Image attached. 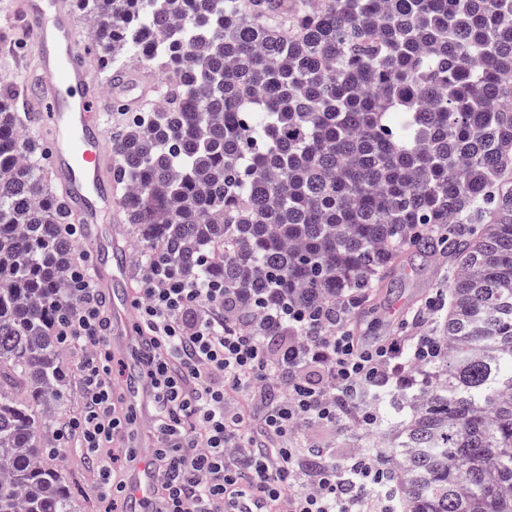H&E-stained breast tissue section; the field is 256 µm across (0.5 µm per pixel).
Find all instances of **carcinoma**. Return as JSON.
Instances as JSON below:
<instances>
[{"mask_svg": "<svg viewBox=\"0 0 512 512\" xmlns=\"http://www.w3.org/2000/svg\"><path fill=\"white\" fill-rule=\"evenodd\" d=\"M95 53L162 72L112 132L141 260L257 308H364L446 256L439 358L387 426L402 512H512V0H78ZM0 84V512H75L52 463L80 257Z\"/></svg>", "mask_w": 512, "mask_h": 512, "instance_id": "cac0c4a2", "label": "carcinoma"}]
</instances>
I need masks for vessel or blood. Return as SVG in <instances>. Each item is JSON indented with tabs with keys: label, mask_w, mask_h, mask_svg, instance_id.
<instances>
[{
	"label": "vessel or blood",
	"mask_w": 512,
	"mask_h": 512,
	"mask_svg": "<svg viewBox=\"0 0 512 512\" xmlns=\"http://www.w3.org/2000/svg\"><path fill=\"white\" fill-rule=\"evenodd\" d=\"M20 9L32 22L41 69L28 121L47 135L48 171L84 229L95 258L92 279L110 304L112 349L125 354L133 344L129 327L135 318L131 270L116 228L106 222L118 198L103 148L106 105L100 90L87 87L95 63L74 57V16L66 0H22ZM129 483L130 512H144L155 492L152 470L140 467Z\"/></svg>",
	"instance_id": "1"
}]
</instances>
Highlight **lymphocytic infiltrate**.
Here are the masks:
<instances>
[{
	"mask_svg": "<svg viewBox=\"0 0 512 512\" xmlns=\"http://www.w3.org/2000/svg\"><path fill=\"white\" fill-rule=\"evenodd\" d=\"M140 294L151 442L126 460L143 458L156 474L150 512H400L379 454L321 448L308 467L298 432L345 423L372 430L378 394L416 383L415 369L440 352L437 336L372 338L348 318L282 309L258 313L260 336L237 321L220 283L152 272L142 274ZM68 295L61 336L99 344L108 321L85 267L74 270ZM79 371L87 410L71 426L80 453L103 464L98 498L115 499L126 485L104 460L133 417L112 382L111 354L94 353Z\"/></svg>",
	"mask_w": 512,
	"mask_h": 512,
	"instance_id": "lymphocytic-infiltrate-1",
	"label": "lymphocytic infiltrate"
}]
</instances>
